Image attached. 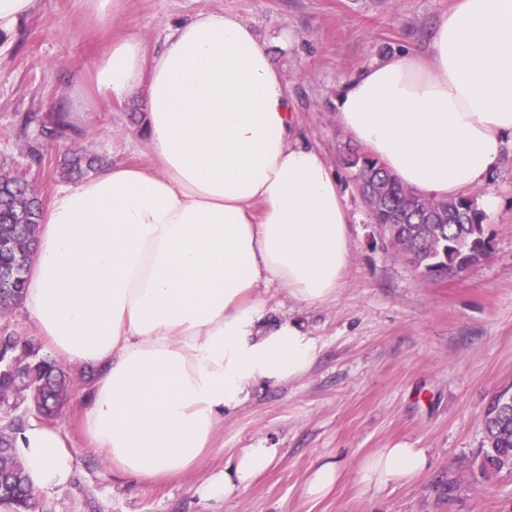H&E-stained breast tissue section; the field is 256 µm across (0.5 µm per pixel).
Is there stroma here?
<instances>
[{
  "mask_svg": "<svg viewBox=\"0 0 512 512\" xmlns=\"http://www.w3.org/2000/svg\"><path fill=\"white\" fill-rule=\"evenodd\" d=\"M451 0H121L106 24L89 0H36L31 14L0 31V170L27 176L40 200L64 182L74 147L106 161L147 162L138 95L72 122L68 137L42 128L86 109L85 90L112 41L138 34L154 54L198 12L232 13L268 45L291 89L301 137L335 171L349 209L352 258L335 298L303 305L267 291L277 314L295 318L322 350L302 379L256 387L226 414L200 464L157 484L113 473L79 422L87 367L67 364L78 384L54 422L76 456L67 487L39 491L44 512H512V473L473 471L487 404L512 387V142L473 195L498 197L487 216L488 257L467 273L424 278L373 223L341 161L348 138L336 122L342 79L399 52H424ZM278 449L276 461L242 493L202 499L197 489L243 449ZM429 449L430 469L397 486L364 489L358 470L380 448ZM341 457L344 476L311 499L313 463Z\"/></svg>",
  "mask_w": 512,
  "mask_h": 512,
  "instance_id": "stroma-1",
  "label": "stroma"
}]
</instances>
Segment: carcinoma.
<instances>
[{
  "instance_id": "cac0c4a2",
  "label": "carcinoma",
  "mask_w": 512,
  "mask_h": 512,
  "mask_svg": "<svg viewBox=\"0 0 512 512\" xmlns=\"http://www.w3.org/2000/svg\"><path fill=\"white\" fill-rule=\"evenodd\" d=\"M342 163L364 184V200L375 223L407 259L426 276L456 275L479 264L490 252L484 237L485 215L471 197L436 198L401 185L375 159L350 145ZM104 160L74 150L64 158L65 173L82 178ZM41 203L18 176L0 171V312L22 302L26 276L39 226ZM24 354L20 366L11 359ZM71 380L55 361L39 355L15 332L0 335V503L13 512H43L15 452V439L30 419L58 413ZM481 448L474 464L482 478L512 471V392L505 390L489 403L483 418Z\"/></svg>"
}]
</instances>
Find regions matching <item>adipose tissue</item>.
<instances>
[{
	"label": "adipose tissue",
	"mask_w": 512,
	"mask_h": 512,
	"mask_svg": "<svg viewBox=\"0 0 512 512\" xmlns=\"http://www.w3.org/2000/svg\"><path fill=\"white\" fill-rule=\"evenodd\" d=\"M94 102L138 94L151 167L118 162L44 205L23 307L53 355L93 368L81 418L113 472L152 482L187 472L226 413L260 384L303 378L321 347L263 292L308 305L336 296L351 218L322 151L296 133L268 48L230 13L199 12L152 58L131 34L94 69ZM336 120L405 187L467 194L512 139V0H455L426 54L345 79ZM15 451L34 487H66L76 459L37 422ZM245 449L200 487L230 499L275 461ZM427 449L380 448L365 489L427 471Z\"/></svg>",
	"instance_id": "obj_1"
}]
</instances>
